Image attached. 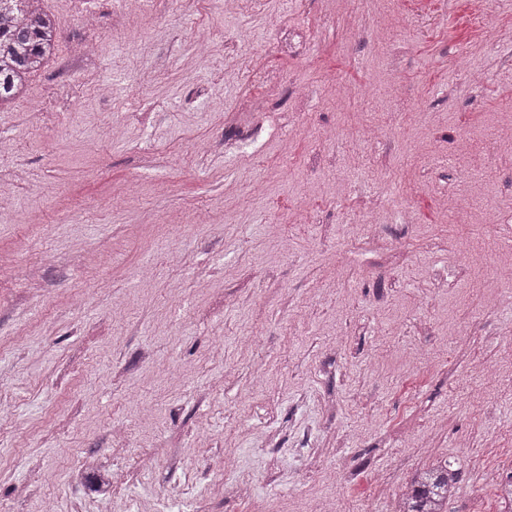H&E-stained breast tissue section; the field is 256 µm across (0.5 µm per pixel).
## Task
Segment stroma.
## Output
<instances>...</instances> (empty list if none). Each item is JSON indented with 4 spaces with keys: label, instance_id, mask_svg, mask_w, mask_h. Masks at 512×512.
Here are the masks:
<instances>
[{
    "label": "stroma",
    "instance_id": "1",
    "mask_svg": "<svg viewBox=\"0 0 512 512\" xmlns=\"http://www.w3.org/2000/svg\"><path fill=\"white\" fill-rule=\"evenodd\" d=\"M371 2L377 39L350 40L341 0H159L141 15L124 0H43L56 55L0 109V139L18 143L0 173L20 175L0 213L13 263L0 269V512L50 498L92 512L69 476L107 466L129 474L116 512H393L437 458L459 469L448 512H498L485 474L512 472V291L497 253L512 241V151L491 132L512 124V0L484 16L472 0ZM84 10L99 16L98 54L69 67ZM486 20L500 31L491 55ZM275 21L309 31L302 56L278 52ZM400 27L410 49L393 73L382 41ZM462 49L486 78L452 97ZM238 61L268 82L239 84ZM148 70L155 82L138 84ZM336 72L358 90L341 108L323 81ZM245 95L278 108L228 155L233 126L209 101L230 110ZM353 124L387 136H315ZM468 191L495 226L443 207ZM31 258L36 288L14 273Z\"/></svg>",
    "mask_w": 512,
    "mask_h": 512
}]
</instances>
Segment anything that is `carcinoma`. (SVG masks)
Masks as SVG:
<instances>
[{
	"instance_id": "1",
	"label": "carcinoma",
	"mask_w": 512,
	"mask_h": 512,
	"mask_svg": "<svg viewBox=\"0 0 512 512\" xmlns=\"http://www.w3.org/2000/svg\"><path fill=\"white\" fill-rule=\"evenodd\" d=\"M23 2L25 11L18 16L0 13V107L19 96L28 76L44 66L58 41L55 22L40 0ZM457 481V469L446 461L416 472L397 512H446Z\"/></svg>"
}]
</instances>
